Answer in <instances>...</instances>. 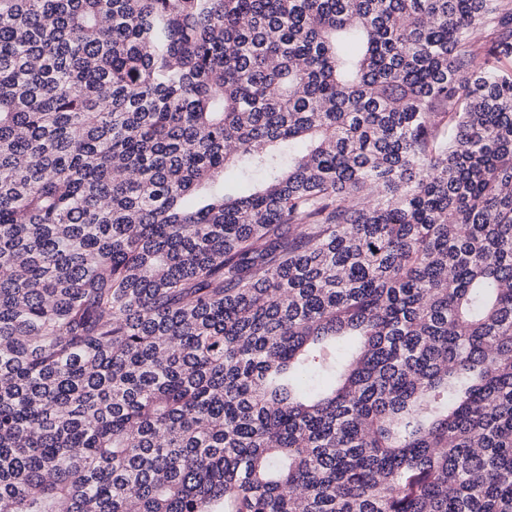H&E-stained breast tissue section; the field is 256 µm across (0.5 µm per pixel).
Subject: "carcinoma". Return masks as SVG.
<instances>
[{"label": "carcinoma", "mask_w": 512, "mask_h": 512, "mask_svg": "<svg viewBox=\"0 0 512 512\" xmlns=\"http://www.w3.org/2000/svg\"><path fill=\"white\" fill-rule=\"evenodd\" d=\"M0 512H512V0H0Z\"/></svg>", "instance_id": "cac0c4a2"}]
</instances>
